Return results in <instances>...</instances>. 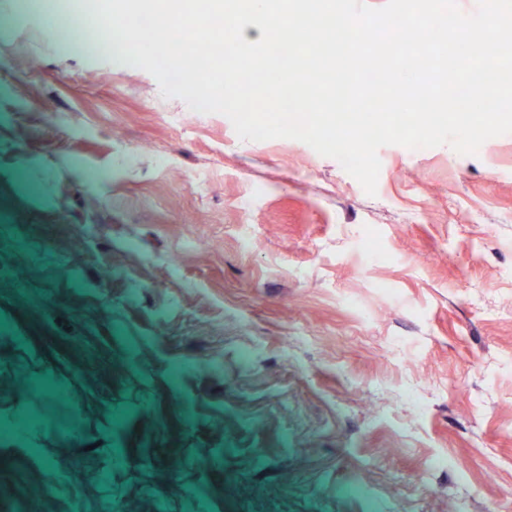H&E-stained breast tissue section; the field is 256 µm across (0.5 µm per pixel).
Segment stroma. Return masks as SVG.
Here are the masks:
<instances>
[{
	"label": "stroma",
	"instance_id": "stroma-1",
	"mask_svg": "<svg viewBox=\"0 0 512 512\" xmlns=\"http://www.w3.org/2000/svg\"><path fill=\"white\" fill-rule=\"evenodd\" d=\"M56 30L0 0V512H512V134L370 196ZM23 224H2L0 226V248L17 251L27 246Z\"/></svg>",
	"mask_w": 512,
	"mask_h": 512
}]
</instances>
